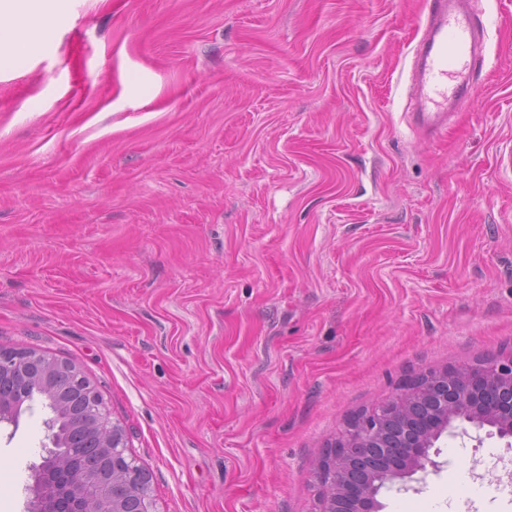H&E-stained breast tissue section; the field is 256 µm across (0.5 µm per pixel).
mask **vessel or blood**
<instances>
[{
	"label": "vessel or blood",
	"mask_w": 512,
	"mask_h": 512,
	"mask_svg": "<svg viewBox=\"0 0 512 512\" xmlns=\"http://www.w3.org/2000/svg\"><path fill=\"white\" fill-rule=\"evenodd\" d=\"M483 49L472 0H430L410 70L415 130L433 137L447 129L473 95Z\"/></svg>",
	"instance_id": "b4317fda"
}]
</instances>
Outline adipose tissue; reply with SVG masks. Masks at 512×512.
<instances>
[{"instance_id": "ef3b65f1", "label": "adipose tissue", "mask_w": 512, "mask_h": 512, "mask_svg": "<svg viewBox=\"0 0 512 512\" xmlns=\"http://www.w3.org/2000/svg\"><path fill=\"white\" fill-rule=\"evenodd\" d=\"M65 20L62 0H0V71L12 67L25 48Z\"/></svg>"}]
</instances>
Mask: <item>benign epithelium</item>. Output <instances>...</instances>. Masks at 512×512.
Wrapping results in <instances>:
<instances>
[{
    "instance_id": "7a95c632",
    "label": "benign epithelium",
    "mask_w": 512,
    "mask_h": 512,
    "mask_svg": "<svg viewBox=\"0 0 512 512\" xmlns=\"http://www.w3.org/2000/svg\"><path fill=\"white\" fill-rule=\"evenodd\" d=\"M0 423L15 421L30 394L45 398L61 419L73 404V425L83 447L105 457L101 468L80 459L63 439V453L50 448L37 466L34 512H151L144 474L126 454L122 429L114 425L89 380L72 364L34 350L0 349ZM490 426L512 438V356L421 374L393 398L355 416L318 459L320 512H379V479L391 482L436 465L430 450L454 422Z\"/></svg>"
}]
</instances>
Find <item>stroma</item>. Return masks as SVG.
<instances>
[{"mask_svg": "<svg viewBox=\"0 0 512 512\" xmlns=\"http://www.w3.org/2000/svg\"><path fill=\"white\" fill-rule=\"evenodd\" d=\"M428 6L66 0L0 73V348L90 380L153 512H318L352 416L512 356V0H475L478 87L432 138L407 121ZM51 417L0 425V512H28ZM435 449L380 512H512L506 440Z\"/></svg>", "mask_w": 512, "mask_h": 512, "instance_id": "obj_1", "label": "stroma"}]
</instances>
